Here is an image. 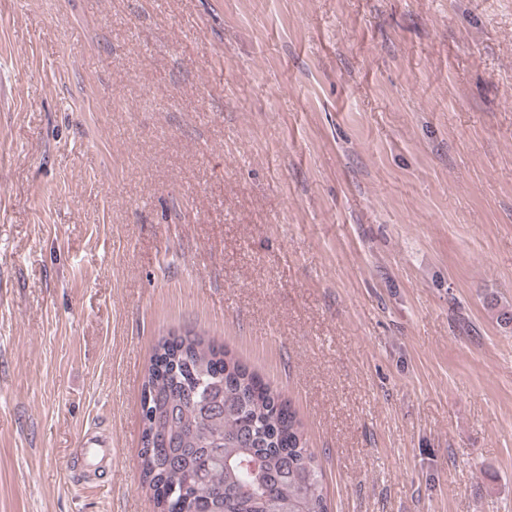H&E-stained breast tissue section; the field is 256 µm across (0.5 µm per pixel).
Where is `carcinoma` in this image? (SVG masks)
<instances>
[{"mask_svg":"<svg viewBox=\"0 0 512 512\" xmlns=\"http://www.w3.org/2000/svg\"><path fill=\"white\" fill-rule=\"evenodd\" d=\"M144 389L162 415L144 427L140 453L159 512H328L291 404L223 348L197 332L161 337ZM254 456L260 467H244Z\"/></svg>","mask_w":512,"mask_h":512,"instance_id":"carcinoma-1","label":"carcinoma"}]
</instances>
